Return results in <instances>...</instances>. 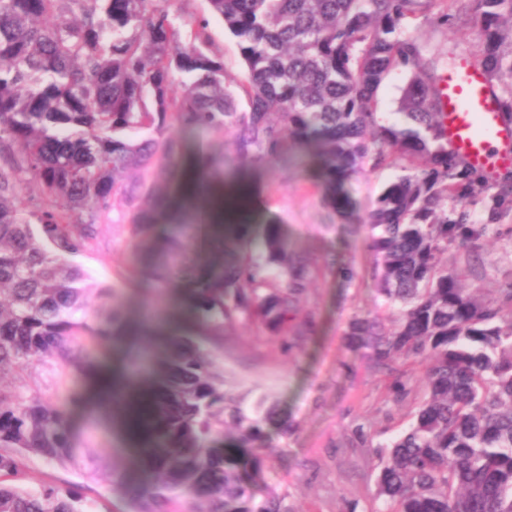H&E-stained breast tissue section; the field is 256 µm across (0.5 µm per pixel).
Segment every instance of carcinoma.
<instances>
[{"label":"carcinoma","mask_w":512,"mask_h":512,"mask_svg":"<svg viewBox=\"0 0 512 512\" xmlns=\"http://www.w3.org/2000/svg\"><path fill=\"white\" fill-rule=\"evenodd\" d=\"M435 1L459 2L205 0L204 14L172 11L164 0H0V378L35 360L75 363L88 345L127 334L117 313L87 308L90 292L107 302L115 290L94 288L66 257L84 247L117 194L133 210L132 235L151 236L153 160L163 158L176 178L185 149L172 127L233 129L240 154L254 161L279 156L286 131L314 149L330 185L369 155L408 170L369 217L380 229L370 240L380 292L399 308L397 326L357 318L346 334L349 348L368 350L394 374L396 399L414 390L394 364L425 363L412 420L373 450L372 512H512V283L487 297L440 261L453 244L476 249L492 227L442 207L469 199L477 171L445 141V52L398 36L404 19ZM474 2L481 66L495 81L509 78L500 107L511 122L512 0ZM211 16L237 39L246 65L244 112L224 84ZM399 69L410 72L399 107L408 126H379L378 90ZM143 131L140 141L128 138ZM22 183L39 188L34 212L18 202ZM188 231L170 237L156 287L195 276ZM229 249L224 235L210 238L211 275L195 299L203 330L175 339L156 391L128 404L132 435L156 470L148 482L112 470L129 512H180L187 490L204 500L190 512H288L270 496L237 507L253 499L244 476L263 474L273 407L226 391L209 348L224 344L234 322L288 335L312 270L289 262L274 234L257 255ZM226 416L242 448L219 452L210 442ZM78 454L66 404H26L0 381V512H93L94 503L52 483L21 484L26 458L69 465Z\"/></svg>","instance_id":"carcinoma-1"}]
</instances>
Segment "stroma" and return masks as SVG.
<instances>
[{
	"label": "stroma",
	"mask_w": 512,
	"mask_h": 512,
	"mask_svg": "<svg viewBox=\"0 0 512 512\" xmlns=\"http://www.w3.org/2000/svg\"><path fill=\"white\" fill-rule=\"evenodd\" d=\"M441 6L431 4L409 18L404 35L415 36L428 49H446L454 56L477 57L474 6L454 14L448 25L438 24ZM210 30L224 62V82L237 92L247 78L236 38L219 18ZM239 110H246L238 94ZM209 151L224 158L217 175L222 181L248 182L249 223L244 235L253 251H260L269 233H277L292 260L311 263L315 273L298 303L301 316L313 319L303 336L274 335L256 323L226 326L223 347L212 356L233 392L266 395L274 404L275 423L269 426L270 447L262 454L263 472L274 494L289 512H368L374 491L372 454L364 437L384 442L404 429L415 407L414 396L394 400L391 378L375 368L366 351L347 347L345 334L356 318L379 319L393 328L395 310L385 308L375 275L376 260L369 249L367 218L399 169L365 161L345 184L346 208L327 206V189L313 152L289 147L287 162L254 163L238 151L236 133L203 135ZM512 165L481 176L466 211L472 224H490L481 249L469 253L450 245L442 261L462 271L464 283L493 293L512 281V204L494 208L493 200ZM160 202L156 229L150 241L134 238L132 212L124 199L113 200L107 218L93 226V235L71 260L101 286L118 288L115 306L128 333L124 340L90 346L88 367L78 371L55 361L28 367L15 384L25 401L66 403L78 447L95 456L98 478L87 467L77 469L31 457L25 461L23 484L35 490L53 482L61 489L96 502L99 512H125L112 489L113 470H132L134 453L115 421L91 410L95 380L114 361H126L128 350L145 353V361L128 375L145 386L155 384L162 368L165 337L162 329L182 320L187 335L197 326L188 319L178 284L154 290L149 276L173 225L190 221L195 208L184 188L159 176Z\"/></svg>",
	"instance_id": "1"
}]
</instances>
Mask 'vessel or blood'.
<instances>
[{"label": "vessel or blood", "instance_id": "b4317fda", "mask_svg": "<svg viewBox=\"0 0 512 512\" xmlns=\"http://www.w3.org/2000/svg\"><path fill=\"white\" fill-rule=\"evenodd\" d=\"M448 149L470 166L491 171L512 163V125L499 111L490 77L461 57L442 81Z\"/></svg>", "mask_w": 512, "mask_h": 512}]
</instances>
